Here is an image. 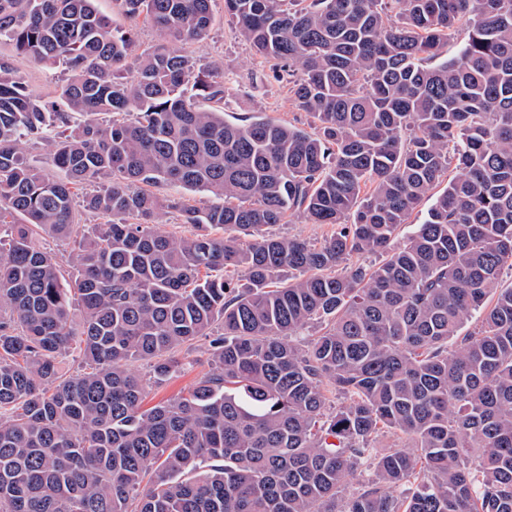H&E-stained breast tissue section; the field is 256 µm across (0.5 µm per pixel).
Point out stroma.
<instances>
[{"label":"stroma","mask_w":512,"mask_h":512,"mask_svg":"<svg viewBox=\"0 0 512 512\" xmlns=\"http://www.w3.org/2000/svg\"><path fill=\"white\" fill-rule=\"evenodd\" d=\"M99 11L107 16L113 28L132 32L138 51L173 48L148 21L125 15L119 0H97ZM213 22L208 36L201 42L183 45L197 67L213 66L223 80L225 93L222 106L226 119H240L252 113L285 125L315 132L317 124L306 112L297 109L284 80H274L268 64L255 55L250 45L235 33L231 17L224 11V0L212 4ZM0 58L10 61L17 76L35 95L54 96L66 78L64 64L49 66L19 52L9 38L0 39ZM207 339H197L182 351L184 370L166 381L150 384L145 399L153 406L190 390L210 370Z\"/></svg>","instance_id":"obj_1"}]
</instances>
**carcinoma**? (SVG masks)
Here are the masks:
<instances>
[{
	"label": "carcinoma",
	"mask_w": 512,
	"mask_h": 512,
	"mask_svg": "<svg viewBox=\"0 0 512 512\" xmlns=\"http://www.w3.org/2000/svg\"><path fill=\"white\" fill-rule=\"evenodd\" d=\"M94 2L0 0V37L69 73L39 100L0 60V512H512V0H224L313 134L199 108L224 83L177 50L133 55ZM212 2L121 0L184 42ZM102 178L82 205L107 221L86 227L71 185ZM170 210L199 233L158 232ZM292 212L336 233L264 232ZM39 231L72 239L70 282ZM76 337L89 370L66 376ZM200 337L211 370L142 408L129 363L165 381ZM386 429L412 447L378 451ZM24 152L27 158L36 166L42 168L50 175L65 179V174L60 172L52 162L51 156L42 142H29L24 145ZM445 185H446V181L440 187H437L436 189H434L431 194L436 195L437 192L440 189H442ZM434 195L432 197L429 196L421 201L419 206L413 212V214L409 220L410 223L403 224L399 228L395 242H401L403 240V238H405L407 235H409L410 233H412L415 230V228H416L415 224H421L425 220V218L427 216V211L430 208L432 201L434 199ZM150 189L160 196L181 199L189 205L199 208L206 207L214 201L211 196L205 193L190 191L178 185H160Z\"/></svg>",
	"instance_id": "obj_1"
}]
</instances>
